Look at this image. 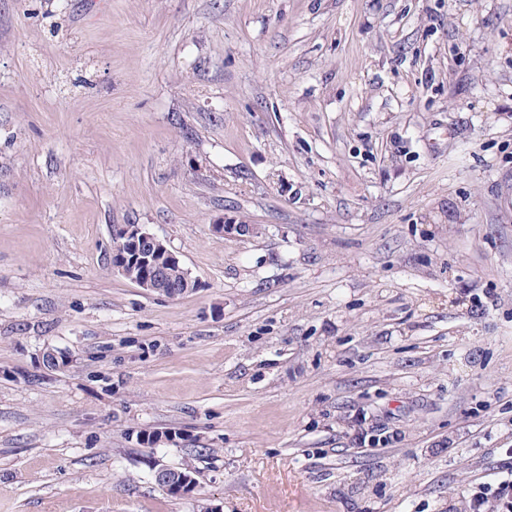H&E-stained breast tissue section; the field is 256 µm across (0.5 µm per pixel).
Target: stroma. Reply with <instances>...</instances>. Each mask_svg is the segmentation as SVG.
I'll return each mask as SVG.
<instances>
[{
	"label": "stroma",
	"instance_id": "1",
	"mask_svg": "<svg viewBox=\"0 0 512 512\" xmlns=\"http://www.w3.org/2000/svg\"><path fill=\"white\" fill-rule=\"evenodd\" d=\"M126 224L196 290L113 273ZM510 473L512 0H0V512H469ZM173 473L176 474L173 477ZM190 477L184 473L176 471L174 468L163 466L156 470L155 480L158 484L171 489L175 495H182L188 493Z\"/></svg>",
	"mask_w": 512,
	"mask_h": 512
}]
</instances>
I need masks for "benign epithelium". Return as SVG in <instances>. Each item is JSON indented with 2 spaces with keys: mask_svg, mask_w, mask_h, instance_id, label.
Segmentation results:
<instances>
[{
  "mask_svg": "<svg viewBox=\"0 0 512 512\" xmlns=\"http://www.w3.org/2000/svg\"><path fill=\"white\" fill-rule=\"evenodd\" d=\"M214 232L230 236L233 238H245L253 234L254 228L251 224H214ZM113 249L121 254L123 262L112 265L115 273L126 275V266L137 265L143 268L151 269V273L142 277L137 285L147 293L162 294L168 298H177L183 296L191 289L187 285L192 283V279L187 278L183 282V287L179 288L167 282L166 274L153 268V257L156 252H164L169 255L171 262L180 265L181 261L176 254L169 251L167 246L156 236L148 232L144 227L138 224H126L112 230ZM155 480L158 484L171 489L177 495L188 492L190 477L175 472V469L163 466L156 470Z\"/></svg>",
  "mask_w": 512,
  "mask_h": 512,
  "instance_id": "benign-epithelium-1",
  "label": "benign epithelium"
}]
</instances>
